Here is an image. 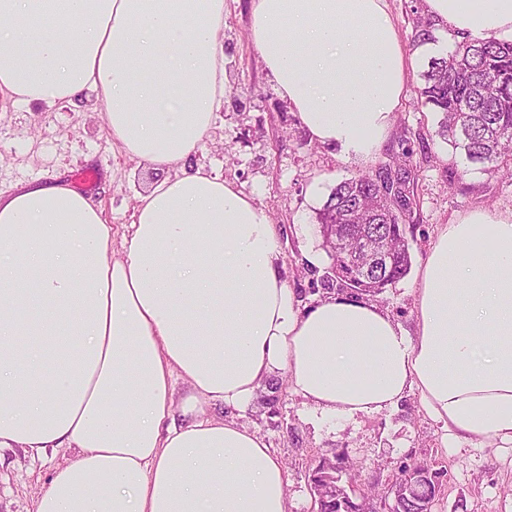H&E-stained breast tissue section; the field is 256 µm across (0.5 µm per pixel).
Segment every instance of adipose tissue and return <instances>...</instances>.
I'll list each match as a JSON object with an SVG mask.
<instances>
[{"instance_id": "adipose-tissue-1", "label": "adipose tissue", "mask_w": 512, "mask_h": 512, "mask_svg": "<svg viewBox=\"0 0 512 512\" xmlns=\"http://www.w3.org/2000/svg\"><path fill=\"white\" fill-rule=\"evenodd\" d=\"M425 2L449 36L512 41V0ZM250 37L311 140L383 150L418 61L387 0H251ZM225 91L224 0H0V93L94 97L156 174L118 258L100 204L68 184L0 198V448L73 453L35 512H288L284 463L207 412L281 370L325 413L415 390L457 442L512 443V212L441 226L413 330L361 298L301 308L265 208L191 163Z\"/></svg>"}]
</instances>
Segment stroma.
<instances>
[{"mask_svg":"<svg viewBox=\"0 0 512 512\" xmlns=\"http://www.w3.org/2000/svg\"><path fill=\"white\" fill-rule=\"evenodd\" d=\"M250 23L251 0H224V110L199 160L268 211L278 229L282 275L308 308L325 297L318 283L331 264L316 214L338 182L370 163L343 159L335 148L311 140L279 96L250 39ZM420 83L419 72H411L393 122L424 135L433 156L420 171V206L406 230L416 266L425 261L440 225L476 210H512V176L488 177L453 156L435 135L440 114L417 100ZM86 169L97 173L87 193L102 200L112 248L120 250L137 195L155 174L113 145L94 100L54 112L37 103H9L0 111V193L55 178L72 183ZM454 171L459 180H451ZM414 288V275H407L375 302L412 328ZM275 380L278 389L261 387L233 417L258 430L287 467L289 512H312L310 474L320 459L338 454L354 463L359 487L375 486L376 495L365 501L367 512H376L379 495L388 491L400 466L419 461L447 470L431 512H512V446L494 439L455 444L426 414L418 392L399 407L345 419L323 414L293 393L286 372ZM63 460L60 451L34 461L22 449L0 448V512H33L37 493Z\"/></svg>","mask_w":512,"mask_h":512,"instance_id":"35a3bbf8","label":"stroma"}]
</instances>
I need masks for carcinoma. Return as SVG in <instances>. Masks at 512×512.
Returning a JSON list of instances; mask_svg holds the SVG:
<instances>
[{"mask_svg": "<svg viewBox=\"0 0 512 512\" xmlns=\"http://www.w3.org/2000/svg\"><path fill=\"white\" fill-rule=\"evenodd\" d=\"M412 13V48L436 43V27L429 18L417 7ZM421 80L420 102L443 114L436 136L452 154L486 175L512 176V42L455 40L446 52L429 58ZM420 169L412 138L403 134L376 165L337 183L317 213V223L335 224L348 238L361 226L387 236L394 266L383 279L393 285L411 269L403 225L414 222ZM336 286L358 296L384 293L378 285L353 284L341 277L321 288ZM434 497L435 485L422 480L402 497L399 512H426Z\"/></svg>", "mask_w": 512, "mask_h": 512, "instance_id": "obj_1", "label": "carcinoma"}]
</instances>
